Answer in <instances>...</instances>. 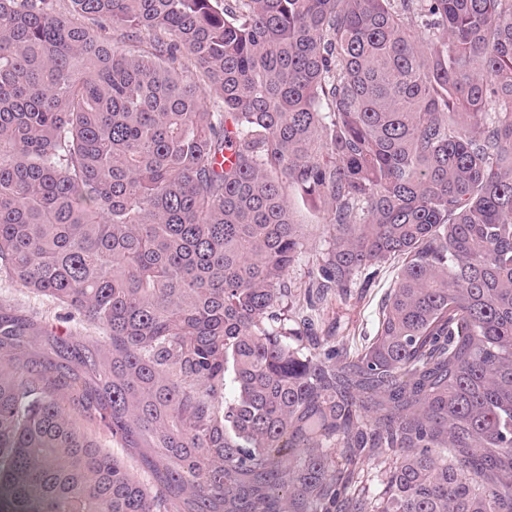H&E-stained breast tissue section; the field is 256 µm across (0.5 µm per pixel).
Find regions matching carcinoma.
I'll use <instances>...</instances> for the list:
<instances>
[{
	"mask_svg": "<svg viewBox=\"0 0 512 512\" xmlns=\"http://www.w3.org/2000/svg\"><path fill=\"white\" fill-rule=\"evenodd\" d=\"M59 2L0 0V269L103 335L0 305V512H512V0ZM290 190L317 299L397 262L361 348ZM289 201L296 211L297 222L302 224L301 231L305 240V252L301 260L290 270L288 278L297 288L304 291L310 281V272L316 268L318 259L327 247L326 241L329 238L326 224H323L322 212L294 194L289 196ZM90 435L98 441L103 450L111 452L118 459L122 460L130 472L139 478L141 482L145 484L148 483V475L143 471L140 463L133 459L131 456L127 455L123 448H120L118 444L115 442H110V439L105 435V433H103L101 430L92 429L90 431Z\"/></svg>",
	"mask_w": 512,
	"mask_h": 512,
	"instance_id": "obj_1",
	"label": "carcinoma"
}]
</instances>
